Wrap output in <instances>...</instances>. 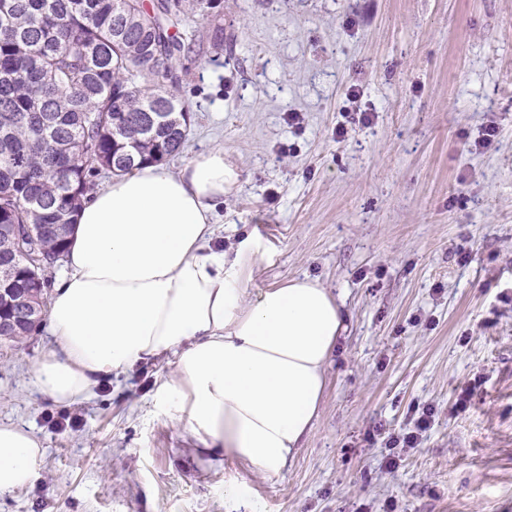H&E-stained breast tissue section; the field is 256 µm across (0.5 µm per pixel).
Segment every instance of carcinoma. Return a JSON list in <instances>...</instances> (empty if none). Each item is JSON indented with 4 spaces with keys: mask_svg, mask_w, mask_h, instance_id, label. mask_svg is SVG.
<instances>
[{
    "mask_svg": "<svg viewBox=\"0 0 512 512\" xmlns=\"http://www.w3.org/2000/svg\"><path fill=\"white\" fill-rule=\"evenodd\" d=\"M220 0H0V229L27 224L25 249L0 256V280L47 308L44 269H31L28 251L46 262L65 253L72 224L90 199L99 170L115 176L158 163L182 150L191 116L173 93L172 64L191 49V13L206 16ZM149 71L171 87L140 85ZM139 142L129 156L125 144ZM42 318L0 329L22 343Z\"/></svg>",
    "mask_w": 512,
    "mask_h": 512,
    "instance_id": "carcinoma-1",
    "label": "carcinoma"
}]
</instances>
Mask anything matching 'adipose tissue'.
<instances>
[{"label": "adipose tissue", "mask_w": 512, "mask_h": 512, "mask_svg": "<svg viewBox=\"0 0 512 512\" xmlns=\"http://www.w3.org/2000/svg\"><path fill=\"white\" fill-rule=\"evenodd\" d=\"M239 178L218 147L178 172L146 164L97 190L75 218L49 306L52 347L32 371L64 404L115 371L173 356L155 394L161 412L272 478L312 430L346 318L306 277L248 296L255 242L212 245L215 207ZM40 457L31 434L0 424V492L30 485Z\"/></svg>", "instance_id": "obj_1"}]
</instances>
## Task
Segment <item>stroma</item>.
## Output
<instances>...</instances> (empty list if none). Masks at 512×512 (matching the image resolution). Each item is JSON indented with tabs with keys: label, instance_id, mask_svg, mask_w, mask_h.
I'll list each match as a JSON object with an SVG mask.
<instances>
[{
	"label": "stroma",
	"instance_id": "1",
	"mask_svg": "<svg viewBox=\"0 0 512 512\" xmlns=\"http://www.w3.org/2000/svg\"><path fill=\"white\" fill-rule=\"evenodd\" d=\"M187 24L191 122L164 165L223 147L224 241L260 246L249 295L306 277L341 303L320 413L265 479L158 413L173 357L53 403L42 327L0 345V423L44 448L0 512H512V0H221ZM426 408L418 446L390 445Z\"/></svg>",
	"mask_w": 512,
	"mask_h": 512
}]
</instances>
